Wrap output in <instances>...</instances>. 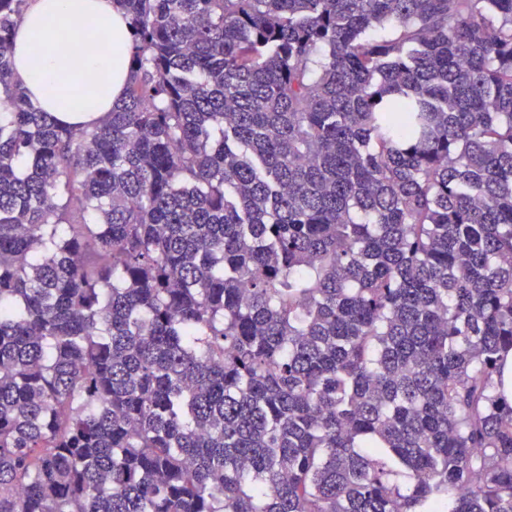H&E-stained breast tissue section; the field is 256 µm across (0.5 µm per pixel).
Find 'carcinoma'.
Returning <instances> with one entry per match:
<instances>
[{"instance_id": "1", "label": "carcinoma", "mask_w": 512, "mask_h": 512, "mask_svg": "<svg viewBox=\"0 0 512 512\" xmlns=\"http://www.w3.org/2000/svg\"><path fill=\"white\" fill-rule=\"evenodd\" d=\"M25 2L0 512H512V0H117L84 126Z\"/></svg>"}]
</instances>
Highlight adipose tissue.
<instances>
[{
	"mask_svg": "<svg viewBox=\"0 0 512 512\" xmlns=\"http://www.w3.org/2000/svg\"><path fill=\"white\" fill-rule=\"evenodd\" d=\"M129 48L112 0H28L14 30L12 80L59 121L91 124L124 99ZM92 94L96 105L83 106Z\"/></svg>",
	"mask_w": 512,
	"mask_h": 512,
	"instance_id": "1",
	"label": "adipose tissue"
}]
</instances>
